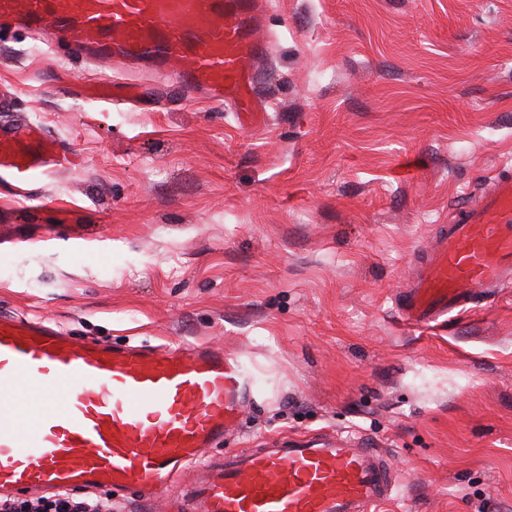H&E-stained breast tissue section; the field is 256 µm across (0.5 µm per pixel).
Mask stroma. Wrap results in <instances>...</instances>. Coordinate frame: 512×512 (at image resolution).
Returning a JSON list of instances; mask_svg holds the SVG:
<instances>
[{"instance_id":"stroma-1","label":"stroma","mask_w":512,"mask_h":512,"mask_svg":"<svg viewBox=\"0 0 512 512\" xmlns=\"http://www.w3.org/2000/svg\"><path fill=\"white\" fill-rule=\"evenodd\" d=\"M267 34L257 129L152 77L113 110L81 60L0 37L9 116L80 154L46 199L0 190V312L235 355L253 396L217 452L351 440L402 479L377 512H512V283L429 329L396 311L512 166V0H272Z\"/></svg>"}]
</instances>
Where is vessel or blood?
<instances>
[{
  "label": "vessel or blood",
  "mask_w": 512,
  "mask_h": 512,
  "mask_svg": "<svg viewBox=\"0 0 512 512\" xmlns=\"http://www.w3.org/2000/svg\"><path fill=\"white\" fill-rule=\"evenodd\" d=\"M270 0H0V33L25 29L92 62L102 101L132 104V73L263 125L256 89ZM70 142L31 122L0 124V187L22 200L73 163ZM416 271L401 318L423 328L512 275V175L464 193ZM248 379L223 349L185 343L112 347L43 319L0 316V497L75 489L160 499L166 512H373L395 474L371 448L299 440L232 455ZM37 406L24 417L17 399Z\"/></svg>",
  "instance_id": "vessel-or-blood-1"
}]
</instances>
